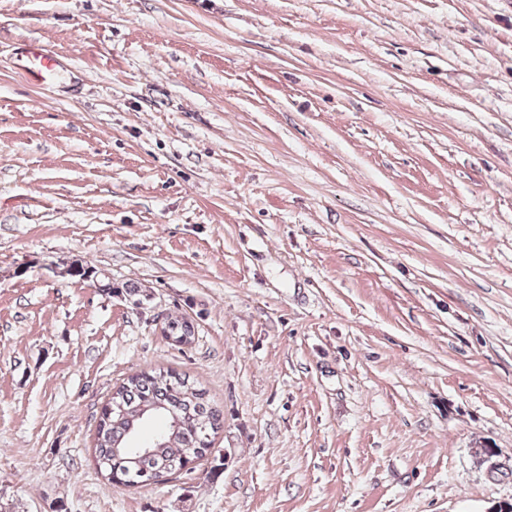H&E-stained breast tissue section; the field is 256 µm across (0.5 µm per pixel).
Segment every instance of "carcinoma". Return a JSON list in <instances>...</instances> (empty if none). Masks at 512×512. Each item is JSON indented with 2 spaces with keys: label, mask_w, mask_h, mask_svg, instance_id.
<instances>
[{
  "label": "carcinoma",
  "mask_w": 512,
  "mask_h": 512,
  "mask_svg": "<svg viewBox=\"0 0 512 512\" xmlns=\"http://www.w3.org/2000/svg\"><path fill=\"white\" fill-rule=\"evenodd\" d=\"M166 327L176 341L194 338V325L184 316L167 317ZM220 420V410L189 375L142 372L120 385L102 411L97 466L109 479L117 475L140 486L203 457Z\"/></svg>",
  "instance_id": "cac0c4a2"
}]
</instances>
